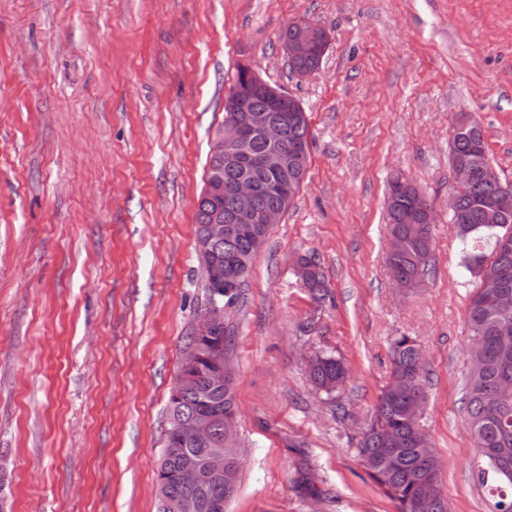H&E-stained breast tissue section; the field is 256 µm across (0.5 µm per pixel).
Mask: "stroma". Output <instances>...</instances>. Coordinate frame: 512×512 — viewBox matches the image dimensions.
Segmentation results:
<instances>
[{"instance_id":"stroma-1","label":"stroma","mask_w":512,"mask_h":512,"mask_svg":"<svg viewBox=\"0 0 512 512\" xmlns=\"http://www.w3.org/2000/svg\"><path fill=\"white\" fill-rule=\"evenodd\" d=\"M325 29L318 70L280 35ZM301 103L311 158L226 315L244 457L226 512H397L358 442L414 337L448 512H488L463 407L479 283L450 229L457 113L512 181V0H0V457L12 512H156L166 404L207 308L195 211L240 65ZM433 203L431 269L385 263L388 182ZM315 255L314 303L292 268ZM349 369L327 395L306 374ZM290 26L293 28L295 33L293 39H290L292 38V31L289 29V26L288 31L285 30L281 34L282 42L287 37L290 39H287L282 43L284 53L288 58L308 54L303 57L289 59L290 68L301 74H307L310 73L309 71L316 70L325 54L328 43L327 32L308 20H298L291 23ZM317 30H320L321 32V39L314 42L312 40L313 34ZM314 51H321L324 53H316ZM348 370L340 358L327 353L315 354L308 363L309 381L319 392L334 393L343 385Z\"/></svg>"}]
</instances>
